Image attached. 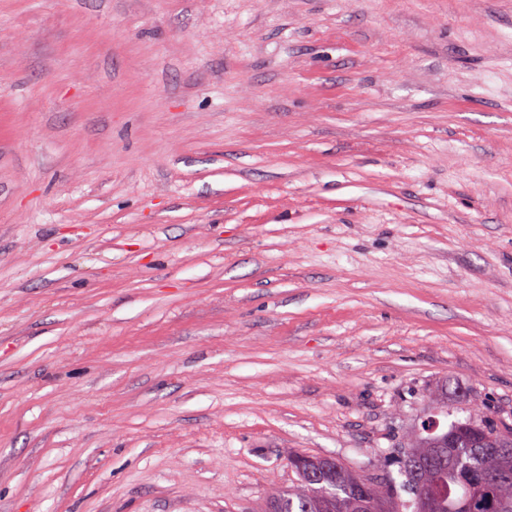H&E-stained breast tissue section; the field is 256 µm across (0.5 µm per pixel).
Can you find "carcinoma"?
I'll return each instance as SVG.
<instances>
[{
  "label": "carcinoma",
  "instance_id": "cac0c4a2",
  "mask_svg": "<svg viewBox=\"0 0 512 512\" xmlns=\"http://www.w3.org/2000/svg\"><path fill=\"white\" fill-rule=\"evenodd\" d=\"M426 392L427 427L419 424L406 435L397 454L398 478L379 482L338 461L335 479L321 480L310 465L293 462L297 483L275 493L270 504H280V512H341L362 484L370 490L365 512H448V507L461 505L468 512H512V447L479 445L496 440L501 427L470 413L463 422L471 430L458 433L456 446L450 448L444 441L463 422L453 418L454 404L439 392V385H430ZM403 491L411 498H402Z\"/></svg>",
  "mask_w": 512,
  "mask_h": 512
}]
</instances>
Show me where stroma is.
<instances>
[{"instance_id":"stroma-1","label":"stroma","mask_w":512,"mask_h":512,"mask_svg":"<svg viewBox=\"0 0 512 512\" xmlns=\"http://www.w3.org/2000/svg\"><path fill=\"white\" fill-rule=\"evenodd\" d=\"M512 425V0H0V512L384 477Z\"/></svg>"}]
</instances>
